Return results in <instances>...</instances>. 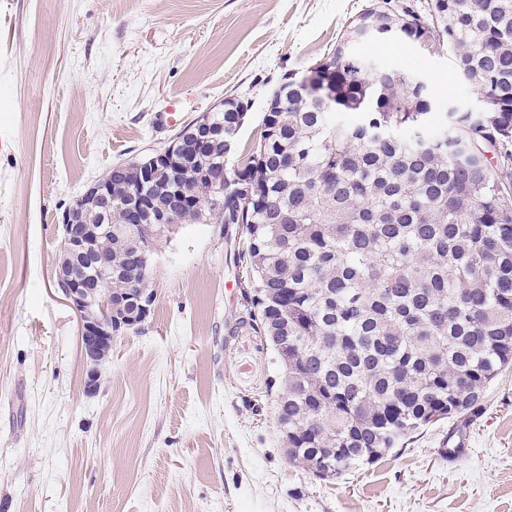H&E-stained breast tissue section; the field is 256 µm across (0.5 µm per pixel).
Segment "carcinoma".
Masks as SVG:
<instances>
[{"mask_svg": "<svg viewBox=\"0 0 512 512\" xmlns=\"http://www.w3.org/2000/svg\"><path fill=\"white\" fill-rule=\"evenodd\" d=\"M425 17L375 0L306 85L271 95L257 145L237 160L243 112H213L232 150L198 164L220 183L190 179L193 196H224V212L189 206L175 224L237 226L230 256L245 274L242 322L269 342L281 371L288 460L337 478L373 464L440 420L467 423L489 385L512 368V0H442ZM448 49L455 70L492 111L456 112L440 129L414 78L368 71L358 26ZM475 147L462 161L454 131ZM116 164L112 286L149 287L126 265L130 194H150Z\"/></svg>", "mask_w": 512, "mask_h": 512, "instance_id": "cac0c4a2", "label": "carcinoma"}]
</instances>
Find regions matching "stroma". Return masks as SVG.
Here are the masks:
<instances>
[{
    "label": "stroma",
    "mask_w": 512,
    "mask_h": 512,
    "mask_svg": "<svg viewBox=\"0 0 512 512\" xmlns=\"http://www.w3.org/2000/svg\"><path fill=\"white\" fill-rule=\"evenodd\" d=\"M369 0H0V512H512V369L460 432L422 428L324 481L289 462L274 353L242 311L235 240L184 224L150 257L153 314L83 390L55 286L63 211L115 164L163 149L224 99L253 148L273 91L329 56ZM361 52L478 92L447 55Z\"/></svg>",
    "instance_id": "stroma-1"
}]
</instances>
